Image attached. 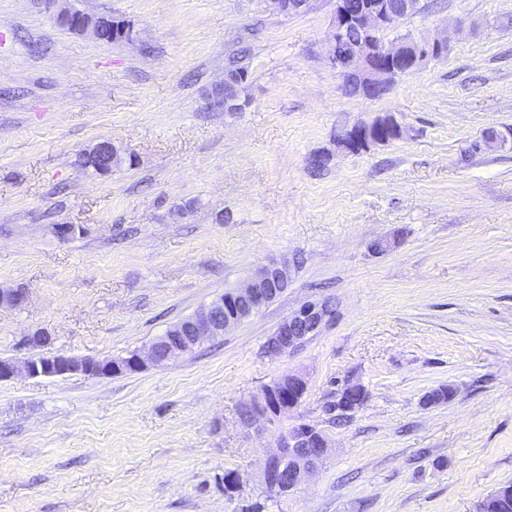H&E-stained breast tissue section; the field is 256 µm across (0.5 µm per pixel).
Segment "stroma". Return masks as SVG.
<instances>
[{
  "mask_svg": "<svg viewBox=\"0 0 512 512\" xmlns=\"http://www.w3.org/2000/svg\"><path fill=\"white\" fill-rule=\"evenodd\" d=\"M70 3L138 39L99 42L45 0H0V288L27 293L0 307V358L27 357L37 330L45 355L143 352L260 267L292 266L275 300L167 365L0 382V512H477L512 485V145L480 146L512 128V0H419L398 33L447 50L377 100L344 94L329 61L334 0L297 15L266 0ZM243 38V109L228 112L214 92ZM388 114L404 138L337 151L341 131ZM101 140L133 165L86 171ZM314 299L333 316L269 355ZM287 375L306 382L300 403L243 424ZM350 384L366 397L340 423ZM300 423L327 454L273 492L265 463Z\"/></svg>",
  "mask_w": 512,
  "mask_h": 512,
  "instance_id": "35a3bbf8",
  "label": "stroma"
}]
</instances>
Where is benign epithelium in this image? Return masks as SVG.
Returning a JSON list of instances; mask_svg holds the SVG:
<instances>
[{"instance_id":"benign-epithelium-1","label":"benign epithelium","mask_w":512,"mask_h":512,"mask_svg":"<svg viewBox=\"0 0 512 512\" xmlns=\"http://www.w3.org/2000/svg\"><path fill=\"white\" fill-rule=\"evenodd\" d=\"M56 7L57 21L71 31L98 40L102 21L89 15H76L68 0H47ZM418 0H362L346 4L339 0L332 15V44L329 60L341 78L342 88L367 99L383 97L397 76L413 73L426 61L441 57L447 47L443 38L417 39L413 36L386 41L383 34L412 14ZM357 29L359 34L349 36ZM404 128L392 117L377 118L354 126L337 137V146L346 153L357 154L370 145L400 139ZM115 146L99 142L86 151L87 166L98 172L112 167ZM288 288V267L270 265L260 268L243 285L214 300L187 322L157 338L145 352H132L118 359H77L59 353L0 361V381L20 373L30 377H55L81 373L87 376H112L141 371L148 366H162L193 351L201 342L224 335V332L251 317ZM332 305L323 300L305 302L283 321L268 342L270 352L287 353L314 335L332 316ZM277 380L265 387L262 398L247 407L250 422L257 417L271 419L297 406L296 399L284 395ZM327 453V442L320 434L297 431L278 440V452L265 467L267 486L278 494L291 492Z\"/></svg>"}]
</instances>
